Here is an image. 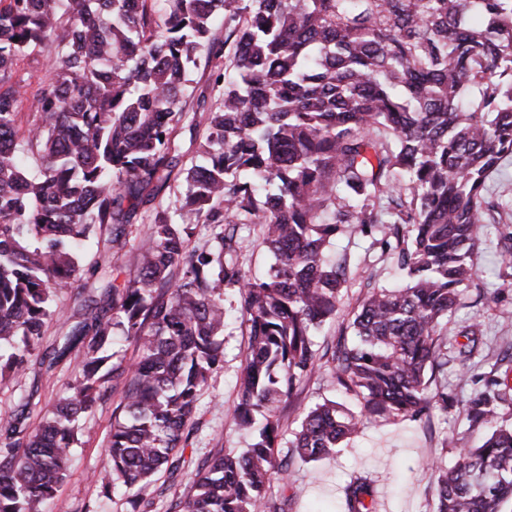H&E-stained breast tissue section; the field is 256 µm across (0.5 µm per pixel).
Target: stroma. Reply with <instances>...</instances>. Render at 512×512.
Wrapping results in <instances>:
<instances>
[{
    "mask_svg": "<svg viewBox=\"0 0 512 512\" xmlns=\"http://www.w3.org/2000/svg\"><path fill=\"white\" fill-rule=\"evenodd\" d=\"M204 133V126L192 130L187 123H180L176 136L180 175L172 179L164 194L166 206H175L187 190L183 171L203 164L196 140ZM490 189L505 208L495 223L482 227L481 244L475 254L478 275L464 290L451 318L446 338L448 366L437 379L438 384L447 386L455 401L454 407L445 412L432 410L422 424L400 418L368 416L358 433L347 439L336 455L309 463L291 460L290 478L274 482L273 491L278 496L290 498L292 512H341L342 489L354 473L373 480L378 512H433L432 466L452 464L458 448L479 444L480 432L469 429L459 409L485 392L491 371L512 370V275L508 274L496 246L500 234L512 232V161L506 162L500 174L493 177ZM236 230L240 240L237 263L246 275L262 276L273 257L262 244L258 227L240 224ZM332 251L350 256L353 275L343 290L336 317L314 338L319 354L316 371L297 385L288 403L280 407L281 444L285 447L293 440L305 412L318 402L330 399L351 411H360V401L337 387L334 364L326 350L346 325L366 285H387L397 276L391 260L383 253L382 244L374 237L342 233L336 238ZM99 260L96 246H89L84 255L83 273L78 274L70 286L57 290L56 304L63 316L46 325L21 379L0 381V417L14 413L21 396L30 393L35 404L26 423L36 427L46 405L55 401L65 389L73 375L72 364L62 362L48 366L42 364L41 358L51 344L66 333V317L79 309L85 272ZM224 308L227 320L222 337L223 362L213 372L199 398L196 426L185 450L186 459L195 463L212 449L239 452L251 441L249 430L239 428L229 418L237 397V378L244 362L249 328L238 310L235 295L226 296ZM474 322L481 326L482 342L469 367L465 368L456 358L458 348L465 342L460 330ZM118 403V395H111L80 419L69 475L57 496L47 504L46 512H79L86 503L96 512H126L124 489L113 491L111 498H102L93 482L94 474L106 463L107 434Z\"/></svg>",
    "mask_w": 512,
    "mask_h": 512,
    "instance_id": "1",
    "label": "stroma"
}]
</instances>
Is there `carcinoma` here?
<instances>
[{
	"label": "carcinoma",
	"instance_id": "carcinoma-1",
	"mask_svg": "<svg viewBox=\"0 0 512 512\" xmlns=\"http://www.w3.org/2000/svg\"><path fill=\"white\" fill-rule=\"evenodd\" d=\"M0 0V378L29 362L58 289L85 248L131 245L130 217L151 204L178 165L176 127L197 57L224 58L222 88L205 113L177 216L161 206L133 277L84 285L78 319L54 342L50 364L75 375L38 427L26 399L0 419V512H43L68 477L75 423L121 388L101 495L121 485L128 512H148L142 491L186 466L188 423L223 361L224 296H238L250 328L231 417L249 448L199 463L169 512H288L268 495L293 458L332 456L362 417L421 418L448 408L430 384L448 365L441 340L461 289L477 277L481 224L494 220L489 182L512 158V0ZM224 38L214 36L215 27ZM51 43L50 77L34 94V124L19 133L18 62ZM40 161L31 178L18 140ZM220 228L190 248L192 225ZM237 224H258L275 257L263 278L225 255ZM378 233L406 273L397 288L368 289L332 346L336 385L363 400L356 415L334 400L312 406L280 454V405L317 366L314 335L336 316L352 274L331 260L344 229ZM479 327L462 331L466 365ZM135 343L130 363L116 340ZM465 407L469 428L512 400L508 378ZM435 512L512 509V426L431 467ZM343 512H377L373 481L343 488Z\"/></svg>",
	"mask_w": 512,
	"mask_h": 512
}]
</instances>
